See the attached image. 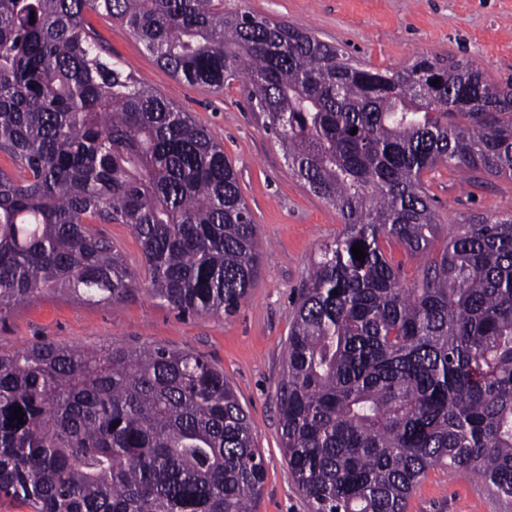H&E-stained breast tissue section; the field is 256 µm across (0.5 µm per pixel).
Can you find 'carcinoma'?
Wrapping results in <instances>:
<instances>
[{
    "mask_svg": "<svg viewBox=\"0 0 512 512\" xmlns=\"http://www.w3.org/2000/svg\"><path fill=\"white\" fill-rule=\"evenodd\" d=\"M88 11L176 79L245 77L292 174L344 224L300 293L279 393L311 512H405L432 467L511 498L512 208L450 225L437 251L423 175L512 179V83L429 55L380 70L218 0H0V153L15 167L0 169V320L46 292L112 305L144 290L230 315L261 264L223 145L103 56ZM92 221L132 228L144 274ZM385 242L424 258L419 281L403 285ZM264 481L247 412L200 355L0 352V495L33 512H257Z\"/></svg>",
    "mask_w": 512,
    "mask_h": 512,
    "instance_id": "cac0c4a2",
    "label": "carcinoma"
}]
</instances>
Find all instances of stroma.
Returning <instances> with one entry per match:
<instances>
[{"instance_id":"stroma-1","label":"stroma","mask_w":512,"mask_h":512,"mask_svg":"<svg viewBox=\"0 0 512 512\" xmlns=\"http://www.w3.org/2000/svg\"><path fill=\"white\" fill-rule=\"evenodd\" d=\"M228 13L251 12L310 29L354 61L399 68L417 55L465 58L495 82L512 79V0H223ZM86 25L103 52L137 82L191 113L224 147L258 230L263 258L249 298L230 316L178 314L139 295L113 306L68 294H44L0 322V352L35 342L96 349L163 346L204 356L223 370L250 415L266 478L258 512H310L288 473L281 445L278 394L288 333L300 291L323 244L344 226L338 214L290 172L262 114L250 109L244 85L223 90L172 78L128 28L90 12ZM427 188L442 224H461L512 208V180L462 179L441 168ZM406 512H512L472 476L431 468Z\"/></svg>"}]
</instances>
